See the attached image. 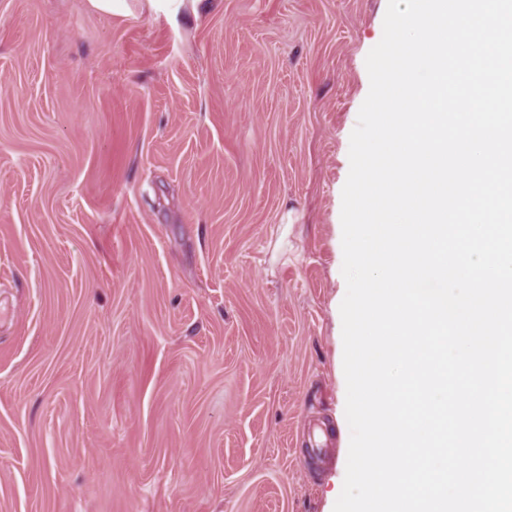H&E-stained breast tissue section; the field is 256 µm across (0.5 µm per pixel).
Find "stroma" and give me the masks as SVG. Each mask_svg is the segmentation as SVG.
Returning <instances> with one entry per match:
<instances>
[{"label":"stroma","instance_id":"1","mask_svg":"<svg viewBox=\"0 0 512 512\" xmlns=\"http://www.w3.org/2000/svg\"><path fill=\"white\" fill-rule=\"evenodd\" d=\"M126 2L0 0V512H333L388 0Z\"/></svg>","mask_w":512,"mask_h":512}]
</instances>
